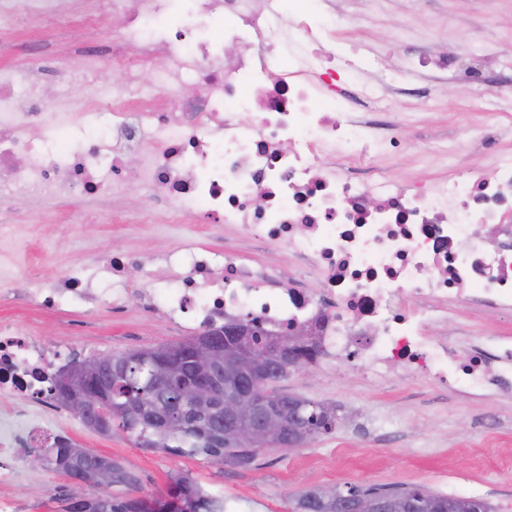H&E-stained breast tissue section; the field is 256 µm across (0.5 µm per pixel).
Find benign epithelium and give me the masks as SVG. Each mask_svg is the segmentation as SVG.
Instances as JSON below:
<instances>
[{"instance_id":"obj_1","label":"benign epithelium","mask_w":512,"mask_h":512,"mask_svg":"<svg viewBox=\"0 0 512 512\" xmlns=\"http://www.w3.org/2000/svg\"><path fill=\"white\" fill-rule=\"evenodd\" d=\"M271 331L255 317L239 316L224 322V336L194 340L185 354L196 362V379L175 392L173 402L183 408L201 403L210 415H224V422L237 431L240 444L250 448H299L321 432L309 424V402L296 394L271 393L266 384L315 363L316 327L304 325L288 340L274 338L261 351L251 337ZM135 358L146 382L160 390V397L142 407L140 415L152 420L163 417L171 377L156 352L144 351L101 355L90 364L75 363L61 380L72 415L112 435V395L105 374Z\"/></svg>"}]
</instances>
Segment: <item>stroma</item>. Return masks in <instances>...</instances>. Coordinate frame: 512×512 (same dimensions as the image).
I'll return each mask as SVG.
<instances>
[{
	"instance_id": "1",
	"label": "stroma",
	"mask_w": 512,
	"mask_h": 512,
	"mask_svg": "<svg viewBox=\"0 0 512 512\" xmlns=\"http://www.w3.org/2000/svg\"><path fill=\"white\" fill-rule=\"evenodd\" d=\"M347 13L346 37L363 55L372 56L400 43L429 49L449 42L474 43L486 52L512 56V0H383L366 9L361 0H336ZM91 37L82 23L51 30L30 19L0 24V67L20 63L38 68L35 44L49 45L61 71L96 68L94 87L67 82L48 84L47 109L59 98L82 99L95 93L119 94L151 89V72L135 74L97 67L94 57L78 52ZM411 95L395 98L391 119L406 150L387 164L402 180H426L443 174L440 160L429 155L433 143L452 141L466 129L491 121L495 108L478 98L471 86L435 85L422 73L409 75ZM150 189L132 184L108 198L75 194L61 198L30 196L0 201L11 230L0 235V279L17 269L32 270L46 285L72 266L96 264L115 252L138 257L127 273L131 287L149 283L153 260L191 239L209 248L271 268L281 281L296 272L287 247L267 249L239 239L224 227L199 218L171 229L142 221ZM0 316L22 321L28 331L58 348L83 329L85 344L115 354L187 339L186 331L163 317L129 303L114 312L108 302L90 311L60 313L26 310L0 294ZM277 389L353 412V419L287 452L262 450L254 467L243 471L216 466L200 457H176L138 448L121 430L103 436L64 415L59 428L79 447L121 461L138 477L141 496L165 493L173 475L187 473L208 491L223 496L228 512H294V497L321 485L398 488L423 487L455 497L488 502L493 512H512V394L471 397L442 393L433 383L378 381L348 366L336 371L321 363L301 368L277 382ZM68 482L49 468L23 465L7 488L16 512H61L59 494Z\"/></svg>"
}]
</instances>
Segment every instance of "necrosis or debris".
<instances>
[{
	"label": "necrosis or debris",
	"instance_id": "necrosis-or-debris-1",
	"mask_svg": "<svg viewBox=\"0 0 512 512\" xmlns=\"http://www.w3.org/2000/svg\"><path fill=\"white\" fill-rule=\"evenodd\" d=\"M198 16L222 28L203 36L169 21L171 0H92L88 27L105 66L150 69L144 95L92 96L80 106L82 137L66 147L57 132L70 107L43 106L45 85L23 66L0 71V196L76 191L109 196L129 181L153 192L152 216L182 224L202 212L244 239L287 247L304 279L281 286L267 268L185 241L158 257L147 288L128 287L134 258L68 269L47 286L16 275L23 307L88 309L110 297L198 332L249 314L288 333L321 321L324 365L355 361L364 374L433 382L477 397L512 392V336L473 339L456 306L475 317L512 315V115L460 139L458 156L488 147L485 172L429 183L396 180L380 167L403 142L381 120L405 76H432L494 89L466 67L468 46L349 63L334 0H305L283 14L281 0H193ZM26 15L66 25L71 0H0V19ZM164 27L146 34L149 20ZM234 53H227V46ZM58 350L0 319V397H21L0 416V487L25 459L53 445L56 399L50 373Z\"/></svg>",
	"mask_w": 512,
	"mask_h": 512
}]
</instances>
